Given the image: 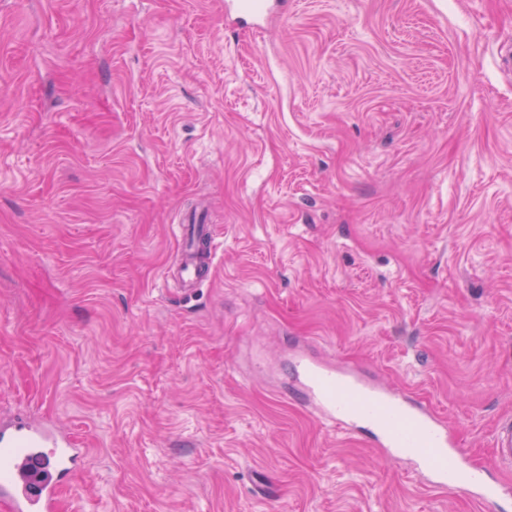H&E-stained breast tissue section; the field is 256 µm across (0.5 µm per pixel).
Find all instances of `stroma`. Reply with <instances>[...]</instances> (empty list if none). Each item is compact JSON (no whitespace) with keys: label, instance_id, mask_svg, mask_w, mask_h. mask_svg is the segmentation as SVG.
I'll list each match as a JSON object with an SVG mask.
<instances>
[{"label":"stroma","instance_id":"35a3bbf8","mask_svg":"<svg viewBox=\"0 0 512 512\" xmlns=\"http://www.w3.org/2000/svg\"><path fill=\"white\" fill-rule=\"evenodd\" d=\"M509 50L512 0H0V421L82 442L58 512H485L323 426L288 361L426 400L489 463ZM179 237L184 251H188V258L178 268L177 275L183 281L187 288H194L202 278L205 270L213 264L216 255V246L206 233L195 227L179 226ZM200 239L206 242V257L204 259L205 269H202L200 263L193 257L197 243Z\"/></svg>","mask_w":512,"mask_h":512}]
</instances>
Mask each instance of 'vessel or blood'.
<instances>
[{
	"label": "vessel or blood",
	"instance_id": "1",
	"mask_svg": "<svg viewBox=\"0 0 512 512\" xmlns=\"http://www.w3.org/2000/svg\"><path fill=\"white\" fill-rule=\"evenodd\" d=\"M182 248L189 256L177 275L186 287H195L204 266L212 265L214 242L201 230L180 226ZM206 243L204 261L194 252ZM294 371L300 386L291 395L317 409L323 420L347 435L372 431L391 461H413L432 478L435 491L462 489L493 512L512 488L490 481L487 472L472 467L467 453L453 442L444 422L431 409L411 401L397 390L371 385L339 365L300 354ZM492 465L512 469V421L497 427L492 436ZM85 451L72 433L27 423H0V505L7 512H56L62 488L81 467Z\"/></svg>",
	"mask_w": 512,
	"mask_h": 512
}]
</instances>
